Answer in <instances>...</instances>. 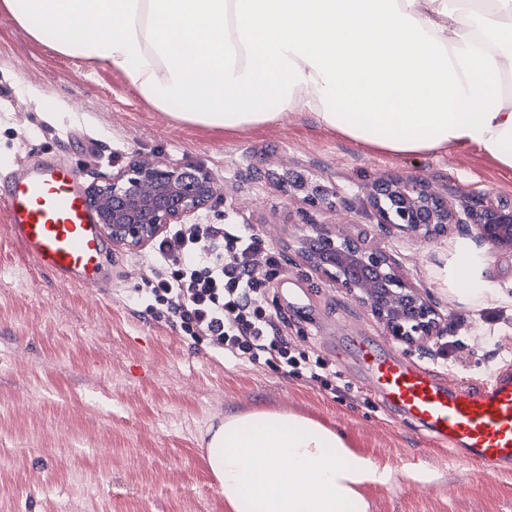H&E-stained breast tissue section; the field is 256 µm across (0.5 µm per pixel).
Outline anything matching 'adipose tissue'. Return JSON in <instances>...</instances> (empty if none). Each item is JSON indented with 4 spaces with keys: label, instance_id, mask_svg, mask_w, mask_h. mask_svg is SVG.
<instances>
[{
    "label": "adipose tissue",
    "instance_id": "1",
    "mask_svg": "<svg viewBox=\"0 0 512 512\" xmlns=\"http://www.w3.org/2000/svg\"><path fill=\"white\" fill-rule=\"evenodd\" d=\"M35 39L123 74L156 109L241 130L307 112L394 156L475 145L512 170V0H0ZM467 241L445 279L460 299L490 287ZM207 462L226 512H367L389 465L291 413H230Z\"/></svg>",
    "mask_w": 512,
    "mask_h": 512
}]
</instances>
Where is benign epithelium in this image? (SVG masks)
<instances>
[{
	"label": "benign epithelium",
	"instance_id": "1",
	"mask_svg": "<svg viewBox=\"0 0 512 512\" xmlns=\"http://www.w3.org/2000/svg\"><path fill=\"white\" fill-rule=\"evenodd\" d=\"M112 243L128 251L146 248L170 224L209 206L216 189L196 167L133 158L112 175L85 188ZM370 203L377 223L429 239L450 224H472L479 242L512 251V202L486 198L480 208L458 212L417 178L375 184ZM297 252L314 271L371 311L396 341L428 344L447 334V319L402 275L386 251L349 236L334 225L312 224Z\"/></svg>",
	"mask_w": 512,
	"mask_h": 512
}]
</instances>
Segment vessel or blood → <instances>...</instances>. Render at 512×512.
Returning <instances> with one entry per match:
<instances>
[{
	"instance_id": "obj_1",
	"label": "vessel or blood",
	"mask_w": 512,
	"mask_h": 512,
	"mask_svg": "<svg viewBox=\"0 0 512 512\" xmlns=\"http://www.w3.org/2000/svg\"><path fill=\"white\" fill-rule=\"evenodd\" d=\"M0 210L10 237L36 270L72 283L103 284L106 240L69 165L42 158L24 166L0 183ZM365 361L374 389L437 447L461 445L466 461L484 475L512 468V375L462 389L378 349L366 352Z\"/></svg>"
}]
</instances>
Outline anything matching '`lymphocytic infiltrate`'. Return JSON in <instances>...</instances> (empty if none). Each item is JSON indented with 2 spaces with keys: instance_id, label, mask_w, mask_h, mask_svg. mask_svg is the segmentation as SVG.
I'll use <instances>...</instances> for the list:
<instances>
[{
  "instance_id": "obj_1",
  "label": "lymphocytic infiltrate",
  "mask_w": 512,
  "mask_h": 512,
  "mask_svg": "<svg viewBox=\"0 0 512 512\" xmlns=\"http://www.w3.org/2000/svg\"><path fill=\"white\" fill-rule=\"evenodd\" d=\"M142 302H163L184 333L253 366L307 376L335 389L340 374L324 359L291 349L265 309L263 277L276 262L264 236L248 224H176L156 245Z\"/></svg>"
}]
</instances>
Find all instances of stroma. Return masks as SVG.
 Listing matches in <instances>:
<instances>
[{
    "label": "stroma",
    "mask_w": 512,
    "mask_h": 512,
    "mask_svg": "<svg viewBox=\"0 0 512 512\" xmlns=\"http://www.w3.org/2000/svg\"><path fill=\"white\" fill-rule=\"evenodd\" d=\"M207 170L217 194L191 223L249 224L279 258L264 288L299 352L341 375L338 391L270 367L238 365L193 340L168 312L138 300L149 251L110 246L111 300L100 288L35 270L0 211V512H225L206 461V432L230 412L303 415L343 432L352 449L400 471L368 488L369 512H512V472L472 479L451 454L362 389L357 340L457 381L512 362V304L473 306L444 280L459 240L383 228L369 194L416 177L455 204L512 201V171L472 145L440 155L369 152L308 113L241 131L207 129L158 111L121 73L59 53L0 13V179L53 156L83 184L133 156ZM320 189L317 205L305 196ZM333 224L379 246L429 291L448 334L427 348L388 336L370 311L317 274L296 249L309 225Z\"/></svg>",
    "instance_id": "1"
}]
</instances>
